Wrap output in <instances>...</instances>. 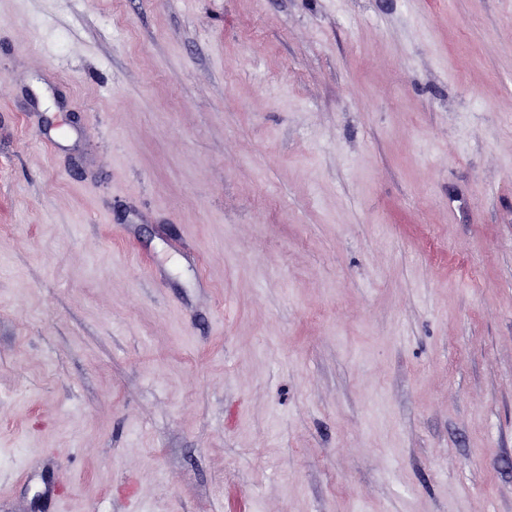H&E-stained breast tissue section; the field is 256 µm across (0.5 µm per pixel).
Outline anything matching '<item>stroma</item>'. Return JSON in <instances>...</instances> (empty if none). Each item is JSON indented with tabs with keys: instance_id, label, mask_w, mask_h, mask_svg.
I'll return each mask as SVG.
<instances>
[{
	"instance_id": "1",
	"label": "stroma",
	"mask_w": 512,
	"mask_h": 512,
	"mask_svg": "<svg viewBox=\"0 0 512 512\" xmlns=\"http://www.w3.org/2000/svg\"><path fill=\"white\" fill-rule=\"evenodd\" d=\"M0 512H512V0H0Z\"/></svg>"
}]
</instances>
